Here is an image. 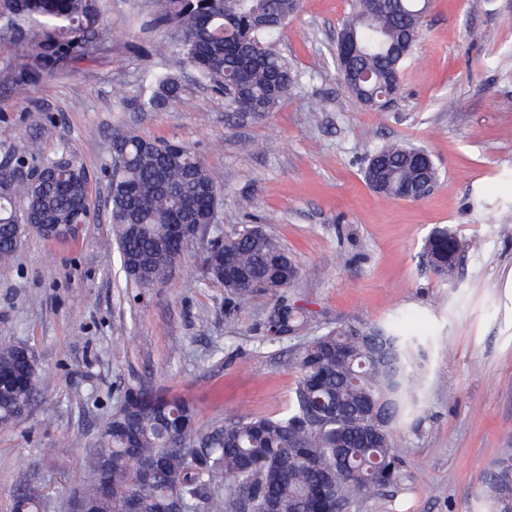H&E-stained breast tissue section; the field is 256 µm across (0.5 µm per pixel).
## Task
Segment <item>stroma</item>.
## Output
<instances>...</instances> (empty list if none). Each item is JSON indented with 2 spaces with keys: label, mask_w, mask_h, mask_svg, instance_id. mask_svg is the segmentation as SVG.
<instances>
[{
  "label": "stroma",
  "mask_w": 512,
  "mask_h": 512,
  "mask_svg": "<svg viewBox=\"0 0 512 512\" xmlns=\"http://www.w3.org/2000/svg\"><path fill=\"white\" fill-rule=\"evenodd\" d=\"M155 0H101L106 31L91 59L22 81L9 46L30 22L0 19V164L76 153L91 221L68 241L25 237L0 267V340L27 345L51 389L0 428V512L42 475L44 512H66L63 482L86 480L83 459L124 392L163 389L197 410L203 428L240 411L273 416L297 380V342L262 341L276 298L228 308L208 280L201 242L167 284L127 282L110 222L112 136L136 130L180 140L221 175L224 203L206 239L260 224L301 268L287 291L309 314L306 335L339 324L399 323L420 336L419 389L398 427L404 480L352 512H491L486 473L512 451V0H433L406 60L400 93L382 112L358 108L336 72L335 40L349 0H303L282 50L295 93L261 120L229 121L224 96L178 75L190 93L160 112L133 105L168 69L148 27ZM426 147L439 169L418 201L385 200L364 182L372 147ZM439 225L464 247L455 276L420 258Z\"/></svg>",
  "instance_id": "stroma-1"
}]
</instances>
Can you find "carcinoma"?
Here are the masks:
<instances>
[{
	"mask_svg": "<svg viewBox=\"0 0 512 512\" xmlns=\"http://www.w3.org/2000/svg\"><path fill=\"white\" fill-rule=\"evenodd\" d=\"M432 0H394L385 13L371 12L366 0H353L342 21L336 47L351 38L355 55L344 68L345 85L363 109H374L389 88L388 74L402 69L415 48L410 24L426 15ZM153 27L176 34L159 46L193 67L224 91L228 111L252 107L257 115L274 111L297 84L296 73L279 48L300 0H157ZM27 18L41 30L38 53L19 31L10 45L15 72L37 85L58 64L93 53L101 33L99 0H0V15ZM189 87L172 73H161L139 88L133 99L141 112H155L180 98ZM108 171L110 220L118 241L121 268L138 288L166 282L174 262L190 240L174 237L168 224L181 212L189 222L212 220L221 184L187 144L146 139L128 130L118 135ZM415 148L386 144L367 155L364 178L379 195L400 200L416 184L419 170L409 153ZM61 170L57 182L27 184L23 158L0 165V265H8L15 247V225L31 215L46 224L90 220L88 182L77 156L46 158L37 169ZM437 227L425 240L422 258L448 261V237ZM231 262L237 274L224 275V252L203 248L209 280L224 287L227 301L256 291L277 293L299 278V268L272 235L245 229L232 237ZM305 311L278 300L269 310L263 340L279 343L303 330ZM380 334L392 367L373 359L364 333ZM422 343L396 325H338L305 336L296 348L297 382L286 410L275 416L233 414L224 425L203 431L196 411L184 400L155 390H129L105 423L97 448L87 458L97 471L112 458L108 491L101 512H167L176 502L185 512H348L379 490L400 483L399 444L395 434L408 402L415 397L416 359ZM26 379L19 390L0 391V426L17 420L24 402L43 395L48 381L18 350L0 342V370ZM224 479V490L214 487ZM493 512L503 495H512V457L501 458L484 483ZM12 512H41L39 488L28 485L12 498Z\"/></svg>",
	"mask_w": 512,
	"mask_h": 512,
	"instance_id": "cac0c4a2",
	"label": "carcinoma"
}]
</instances>
